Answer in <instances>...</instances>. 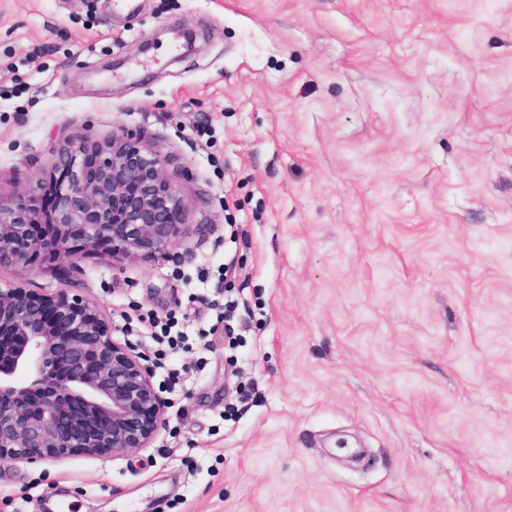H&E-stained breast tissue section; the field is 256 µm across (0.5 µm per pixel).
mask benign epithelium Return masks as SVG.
Wrapping results in <instances>:
<instances>
[{
  "instance_id": "1",
  "label": "benign epithelium",
  "mask_w": 512,
  "mask_h": 512,
  "mask_svg": "<svg viewBox=\"0 0 512 512\" xmlns=\"http://www.w3.org/2000/svg\"><path fill=\"white\" fill-rule=\"evenodd\" d=\"M57 165L53 239L33 233L41 179L22 196H0V269H75L84 251L164 253L185 235L190 202L180 174L144 152L138 134L118 129L99 143L76 130ZM5 330L15 342L0 344V463L149 447L165 402L143 358L113 338L103 305L66 288L29 297L23 281L3 283L0 336Z\"/></svg>"
}]
</instances>
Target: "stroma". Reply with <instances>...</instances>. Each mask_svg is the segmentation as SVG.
<instances>
[{"instance_id":"1","label":"stroma","mask_w":512,"mask_h":512,"mask_svg":"<svg viewBox=\"0 0 512 512\" xmlns=\"http://www.w3.org/2000/svg\"><path fill=\"white\" fill-rule=\"evenodd\" d=\"M81 128L182 171L181 248L0 282L103 304L168 422L0 512H512V0H0V194Z\"/></svg>"}]
</instances>
